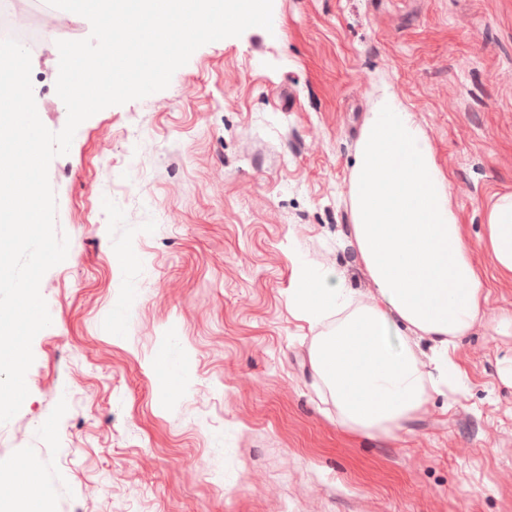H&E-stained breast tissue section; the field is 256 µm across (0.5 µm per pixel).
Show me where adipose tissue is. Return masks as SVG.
<instances>
[{
  "label": "adipose tissue",
  "mask_w": 512,
  "mask_h": 512,
  "mask_svg": "<svg viewBox=\"0 0 512 512\" xmlns=\"http://www.w3.org/2000/svg\"><path fill=\"white\" fill-rule=\"evenodd\" d=\"M349 201L351 243L374 293L357 300L338 273L301 257L288 303L317 332L310 366L340 424L355 436H391L461 382L458 341L482 319L491 282H512V193L488 207L480 265L429 135L387 90L360 128Z\"/></svg>",
  "instance_id": "obj_1"
}]
</instances>
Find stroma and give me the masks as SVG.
I'll return each instance as SVG.
<instances>
[{
	"label": "stroma",
	"instance_id": "1",
	"mask_svg": "<svg viewBox=\"0 0 512 512\" xmlns=\"http://www.w3.org/2000/svg\"><path fill=\"white\" fill-rule=\"evenodd\" d=\"M430 135L478 262L512 192V0H273L49 166L64 262L0 467L50 512H512V283L454 355L464 386L350 435L288 307L298 255L373 284L349 242L355 143L383 89ZM111 172H104V160Z\"/></svg>",
	"mask_w": 512,
	"mask_h": 512
}]
</instances>
